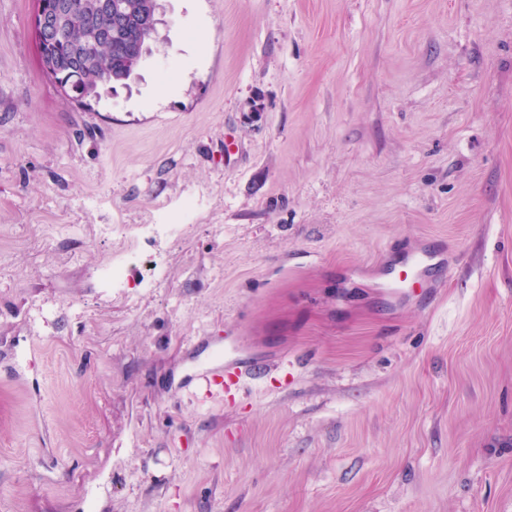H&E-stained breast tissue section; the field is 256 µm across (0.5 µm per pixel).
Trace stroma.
I'll list each match as a JSON object with an SVG mask.
<instances>
[{"label":"stroma","mask_w":512,"mask_h":512,"mask_svg":"<svg viewBox=\"0 0 512 512\" xmlns=\"http://www.w3.org/2000/svg\"><path fill=\"white\" fill-rule=\"evenodd\" d=\"M162 4L87 108L0 0V512H512V0Z\"/></svg>","instance_id":"stroma-1"}]
</instances>
